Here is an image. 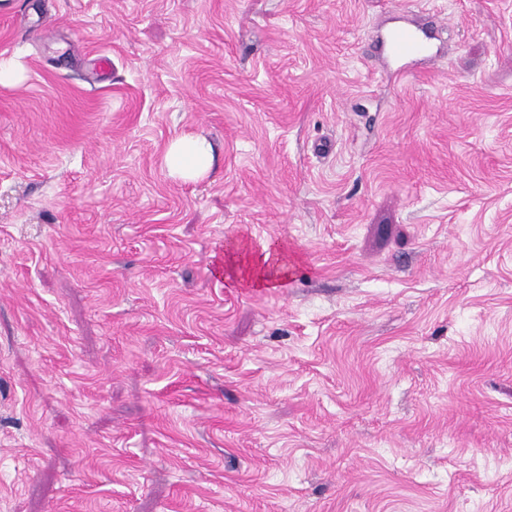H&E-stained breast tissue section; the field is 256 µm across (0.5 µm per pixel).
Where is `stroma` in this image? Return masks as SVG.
Instances as JSON below:
<instances>
[{"mask_svg": "<svg viewBox=\"0 0 512 512\" xmlns=\"http://www.w3.org/2000/svg\"><path fill=\"white\" fill-rule=\"evenodd\" d=\"M7 4L0 512H512V0ZM441 29L435 23L421 25L414 20L399 18L385 35V46L388 54L404 64L396 71L407 73L419 65L432 62L440 53L431 40H439ZM213 164L210 142L201 137L174 140L165 155V165L174 174L194 180L207 173ZM288 271V252L282 246L267 245L254 261L251 282L255 287L271 288Z\"/></svg>", "mask_w": 512, "mask_h": 512, "instance_id": "obj_1", "label": "stroma"}]
</instances>
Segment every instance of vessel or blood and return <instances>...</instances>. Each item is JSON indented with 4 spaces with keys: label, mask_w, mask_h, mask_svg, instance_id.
Returning a JSON list of instances; mask_svg holds the SVG:
<instances>
[{
    "label": "vessel or blood",
    "mask_w": 512,
    "mask_h": 512,
    "mask_svg": "<svg viewBox=\"0 0 512 512\" xmlns=\"http://www.w3.org/2000/svg\"><path fill=\"white\" fill-rule=\"evenodd\" d=\"M440 34L435 23L419 24L413 20L398 19L385 35L388 54L400 60V73H407L415 67L432 62L438 55L433 45Z\"/></svg>",
    "instance_id": "1"
}]
</instances>
